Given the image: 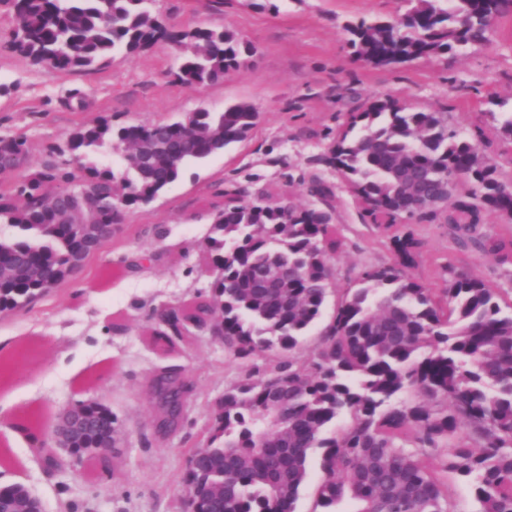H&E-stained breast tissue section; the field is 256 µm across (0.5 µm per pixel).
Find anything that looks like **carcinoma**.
<instances>
[{
    "instance_id": "1",
    "label": "carcinoma",
    "mask_w": 512,
    "mask_h": 512,
    "mask_svg": "<svg viewBox=\"0 0 512 512\" xmlns=\"http://www.w3.org/2000/svg\"><path fill=\"white\" fill-rule=\"evenodd\" d=\"M15 28L5 48L70 71L139 54L169 39L182 51L176 78L195 89L224 80L253 55L233 29L174 31L154 11L156 0H0ZM391 19L361 18L346 26L349 44L375 67L395 66L481 44L512 0H404ZM260 113L238 102L198 109L173 122L113 126L107 120L70 134L60 160L35 168L11 190L0 189V312L35 300L76 269L78 230L86 215L61 212L55 198L92 184L100 219L165 192L184 169L248 138ZM484 130L467 138L448 113L414 111L387 96L349 113L344 129L317 161L340 173L375 221L391 229L415 220L448 225L453 242L484 254L512 244V182L480 148ZM120 145L118 159L91 157ZM26 153L21 137L0 136V167ZM325 202L332 189L310 179ZM494 215L502 233L482 231ZM332 212L274 200L265 190L224 194L205 253L217 274L209 295L186 310L156 313L152 336L171 340L192 325L224 342L235 359L291 352L316 324L328 295L329 257L344 242ZM394 262L365 271L359 287L336 301L314 356H293L224 392L206 450L187 463L183 483L196 488V512H296L319 455L317 503L323 512L344 497L355 512H455L447 483L420 457L449 448L443 468L472 480L479 512H512V300L464 269H448L436 292L410 269L421 241L396 232ZM280 275L262 288L263 273ZM57 272V280L49 274ZM161 426L177 422L189 384L172 372L151 381ZM88 441L113 432L107 413L90 411ZM350 423L331 433L338 419ZM0 512H31L17 486L0 491Z\"/></svg>"
}]
</instances>
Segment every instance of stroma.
<instances>
[{"mask_svg":"<svg viewBox=\"0 0 512 512\" xmlns=\"http://www.w3.org/2000/svg\"><path fill=\"white\" fill-rule=\"evenodd\" d=\"M155 7L177 30L228 25L254 55L224 80L195 90L176 79L179 51L168 41L136 56L115 55L105 67L59 71L6 49L13 20L0 6V135L27 142L25 167L0 173V182L22 181L29 167L56 159L73 130L100 119L116 126L166 122L240 101L260 113L244 142L188 166L155 200L126 210L119 230L70 277L27 306L0 312V346L25 347L21 359L0 363V452L8 457L0 463V486H25L43 512H186L187 460L206 442L225 390L281 359L276 349L234 359L205 330L168 345L150 334L154 309L209 294L215 275L204 242L225 191L265 188L305 207L314 202L306 188L311 175L333 187L332 213L344 247L331 259L332 292L322 316L294 352L308 359L337 298L357 288L365 269L393 261L386 233L343 178L315 161L349 113L390 96L415 110L447 113L461 130L482 126L484 152L502 179L512 181V140L498 133L496 122L512 113V13L499 18L483 44L376 68L354 55L345 27L362 17H395L405 11L404 0H157ZM73 89L84 93L85 107L66 104ZM409 228L424 242L412 272L427 285L443 287L453 266L512 289V261L459 251L444 224ZM147 252L156 261L134 267ZM117 321L128 326L123 334L112 332ZM163 371L192 385L170 431L158 429L149 390ZM80 401L111 410L117 452L47 467L41 445L15 423L28 414L48 437L59 410Z\"/></svg>","mask_w":512,"mask_h":512,"instance_id":"stroma-1","label":"stroma"}]
</instances>
